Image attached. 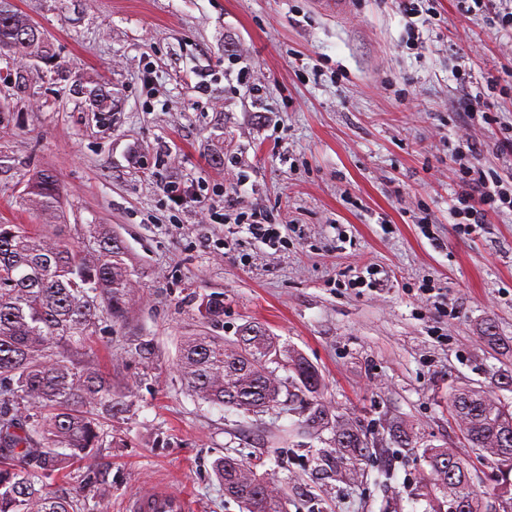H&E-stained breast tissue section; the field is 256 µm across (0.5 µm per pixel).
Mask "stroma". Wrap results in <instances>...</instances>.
<instances>
[{"mask_svg":"<svg viewBox=\"0 0 512 512\" xmlns=\"http://www.w3.org/2000/svg\"><path fill=\"white\" fill-rule=\"evenodd\" d=\"M42 31L50 69L25 68L28 92L0 81V222L40 226L23 200L31 174L64 189L66 235L99 224L120 238L137 288L124 326L102 327L95 362L133 387L112 418L102 490L112 512L155 489L193 512H242L214 465L256 464L286 512H428L421 448L464 458L477 492L512 512L494 458L464 440L449 397L497 390L507 361L480 341L493 321L512 337V211L464 234L450 214L457 88L512 71V30L490 14L437 0L433 23L396 0H12ZM69 73L66 81L57 72ZM105 83L111 111H87L74 90ZM497 122L470 127L471 163L512 173V91ZM240 180L225 206L224 189ZM189 198L174 204L164 188ZM263 212L285 225L272 249L242 223ZM374 276V288L352 286ZM224 296L214 335L248 325L305 357L325 379L332 413L372 442L357 482L337 479L320 443L292 438L298 402L265 413L219 409L190 395L176 369L182 336L200 330V296ZM400 425L414 451L397 447Z\"/></svg>","mask_w":512,"mask_h":512,"instance_id":"35a3bbf8","label":"stroma"}]
</instances>
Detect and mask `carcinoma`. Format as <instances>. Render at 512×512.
<instances>
[{"label":"carcinoma","mask_w":512,"mask_h":512,"mask_svg":"<svg viewBox=\"0 0 512 512\" xmlns=\"http://www.w3.org/2000/svg\"><path fill=\"white\" fill-rule=\"evenodd\" d=\"M49 63L39 29L21 16L11 0H0V60ZM97 112L112 110L100 86L85 90ZM23 196L35 202L51 226L47 234L24 224H0V512H75L77 501L47 490L60 471L90 465L106 444L104 420L127 407L133 390L117 387L112 375L95 367L87 343L100 322L122 323L136 280L126 252L99 224H89L86 243L63 234V190L55 176L40 172L25 183ZM199 318L217 326L224 296L199 298ZM480 339L502 355L512 340L497 335L490 322ZM291 372L294 397L307 402L297 434L332 436L320 449L322 461L342 479L355 480L359 462L370 453L366 433L352 419L331 414L321 401L323 378L299 354H288L279 340L250 327L236 340L200 330L181 339L177 368L189 391L217 407L257 414L280 405L278 368ZM460 430L471 447L495 459L502 479L512 476V408L484 389L461 388L451 398ZM428 465L420 489L456 512H493L472 488L462 461L447 448L422 451ZM224 491L245 512H286L283 492L256 465L231 456L217 460ZM78 496L94 499V512H109V501L83 479Z\"/></svg>","instance_id":"carcinoma-1"}]
</instances>
